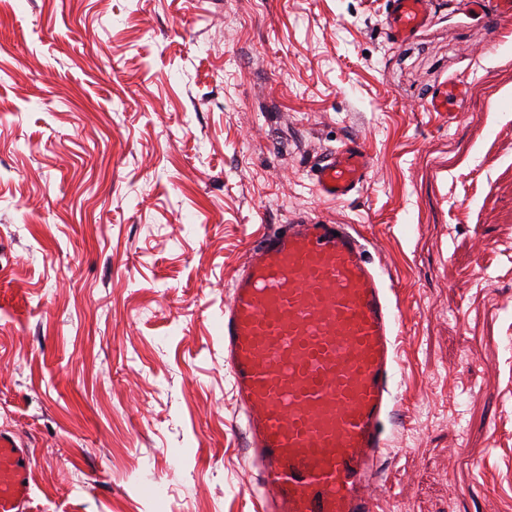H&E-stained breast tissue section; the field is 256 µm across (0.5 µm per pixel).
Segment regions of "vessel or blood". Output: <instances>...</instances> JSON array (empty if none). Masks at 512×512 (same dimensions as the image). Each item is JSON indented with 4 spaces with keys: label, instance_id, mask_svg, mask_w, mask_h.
Returning <instances> with one entry per match:
<instances>
[{
    "label": "vessel or blood",
    "instance_id": "b4317fda",
    "mask_svg": "<svg viewBox=\"0 0 512 512\" xmlns=\"http://www.w3.org/2000/svg\"><path fill=\"white\" fill-rule=\"evenodd\" d=\"M512 22V0H465ZM432 0H387L388 35L413 37ZM371 158L357 141L315 165L320 195L359 192ZM398 316L348 225L299 219L262 234L224 303V367L245 417L262 512H378L377 465L393 414ZM32 451L0 430V512H25Z\"/></svg>",
    "mask_w": 512,
    "mask_h": 512
}]
</instances>
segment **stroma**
Returning a JSON list of instances; mask_svg holds the SVG:
<instances>
[{
  "mask_svg": "<svg viewBox=\"0 0 512 512\" xmlns=\"http://www.w3.org/2000/svg\"><path fill=\"white\" fill-rule=\"evenodd\" d=\"M386 12L0 0V428L32 450L28 512H257L224 301L302 217L394 284L386 512H512V29L434 0L396 43ZM350 140L369 178L324 200L310 170Z\"/></svg>",
  "mask_w": 512,
  "mask_h": 512,
  "instance_id": "1",
  "label": "stroma"
}]
</instances>
